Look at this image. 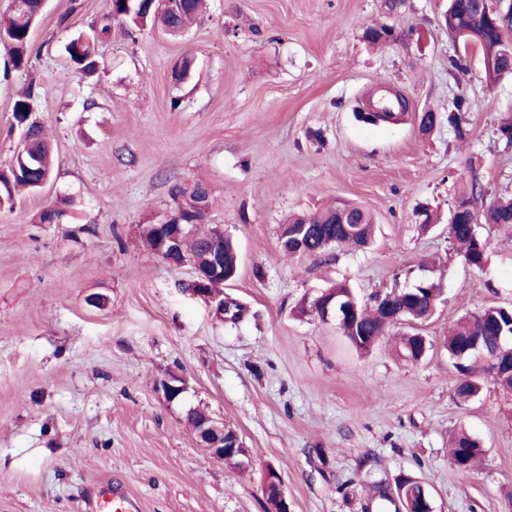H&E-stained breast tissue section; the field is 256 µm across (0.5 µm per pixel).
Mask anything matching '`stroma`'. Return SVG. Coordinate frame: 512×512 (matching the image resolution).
<instances>
[{
    "mask_svg": "<svg viewBox=\"0 0 512 512\" xmlns=\"http://www.w3.org/2000/svg\"><path fill=\"white\" fill-rule=\"evenodd\" d=\"M448 0H206L173 39L113 25L101 65L84 75L65 47L98 25L109 0H48L28 69L0 52V168L24 128L13 106L38 95L55 171L40 193L0 209V512H92L91 490L121 483L140 512H265L266 466L290 512H380L409 477L435 512H512V394L485 381L462 402L442 342L463 315L512 305V229L484 227L487 263L450 250L446 224L462 182L512 195V77L485 82L481 50L449 37ZM392 38L369 43L367 27ZM183 80L174 71L184 57ZM409 100L403 121L360 119L376 87ZM466 99L468 140L448 125ZM438 116L419 130L423 112ZM205 185V223L238 248L224 295L241 320L187 289L139 239L171 210L174 186ZM343 200L367 208L365 249L291 257L279 226ZM65 212L42 224V210ZM434 219L422 231L417 214ZM433 262L443 293L418 332L425 358L389 342L357 351L335 321L299 302L338 281L359 299L414 284ZM98 294L103 307L89 304ZM186 378L183 401L157 392ZM205 408L238 432L253 460L240 473L210 458L185 419ZM466 427L485 449L459 470L448 436Z\"/></svg>",
    "mask_w": 512,
    "mask_h": 512,
    "instance_id": "1",
    "label": "stroma"
}]
</instances>
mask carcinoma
I'll return each instance as SVG.
<instances>
[{"label":"carcinoma","instance_id":"1","mask_svg":"<svg viewBox=\"0 0 512 512\" xmlns=\"http://www.w3.org/2000/svg\"><path fill=\"white\" fill-rule=\"evenodd\" d=\"M42 0H28V15L21 16L10 11L0 14V50L6 52L13 66L24 69L33 52L32 21L42 14ZM202 0H181L178 8H168L164 0H110L109 12L104 22L92 28L90 34H80L72 39L66 50L72 63L84 72H94L98 67L96 46L111 32V23L117 21L130 28H139L149 21L158 25L171 36L181 35L187 25L197 16ZM448 34L464 43L475 44L485 59V79L489 84L512 75V26L503 27L493 12V0H450L444 15ZM36 97L34 87L18 99L13 108L18 123L29 119ZM470 120L464 110V100L455 102L454 110L448 112V125L455 136L464 141L470 134ZM31 151L24 156H15L12 164L0 170V208L9 206L14 192L26 189L31 193L39 190L38 183L52 175L53 162L49 142L41 128L33 123ZM486 192L476 179L462 183L456 204L462 208L456 220L449 221L448 241L458 251L465 263L480 269L487 261L488 241L479 231L480 225L512 226V198H498L484 203ZM176 206L184 213L196 210L201 200V185L191 190L180 187L173 191ZM347 223L339 224L340 216ZM374 232L373 218L366 209L352 204L338 203L325 210L309 215H297L280 226L281 249L290 255L319 257L328 250L342 245L364 247L369 244ZM214 228L206 230L195 227L192 234L183 240V251L194 270L204 273L210 265L211 240ZM238 270V256L232 240L224 238V276L210 280L209 288L219 293L224 279H233ZM441 287L440 279L433 275L421 277L409 288H392L371 297V303H362L355 292L345 283H338L313 297L301 310L321 318L326 307H349L348 314L336 320L343 335L357 348L368 350L374 346L391 323L392 318L423 322L435 311L438 301L432 299L428 289ZM479 336L483 340V354L463 353L466 341ZM512 336V306H488L459 319L444 338V347L456 370L454 394L466 402L477 397L484 377L493 373V363L500 364L502 374L493 381L505 392L512 393V374L507 373L512 365V345L499 338ZM422 352V340L417 335L400 338L397 353L409 360L417 359ZM452 455L457 467L466 462L476 463L483 454L482 442L461 428L450 441ZM404 508L408 512L418 510V483L402 481Z\"/></svg>","mask_w":512,"mask_h":512}]
</instances>
